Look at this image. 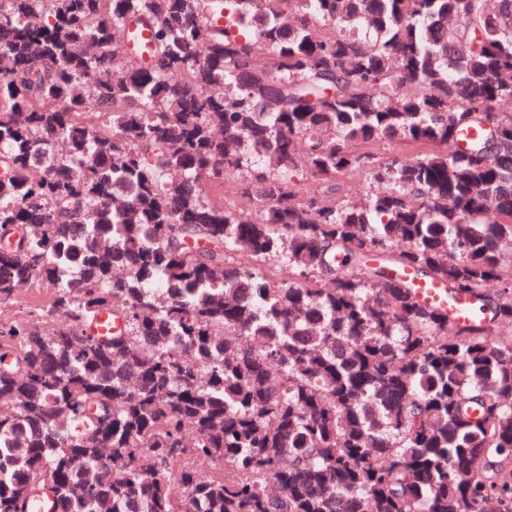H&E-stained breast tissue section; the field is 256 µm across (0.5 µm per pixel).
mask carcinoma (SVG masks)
I'll list each match as a JSON object with an SVG mask.
<instances>
[{"mask_svg": "<svg viewBox=\"0 0 512 512\" xmlns=\"http://www.w3.org/2000/svg\"><path fill=\"white\" fill-rule=\"evenodd\" d=\"M505 104L512 0H0V512H512ZM397 276L413 281L418 287L420 297L426 302L439 307H448V315L459 323H468L480 316L479 306L469 295L448 298L442 288L417 279L409 269L399 272Z\"/></svg>", "mask_w": 512, "mask_h": 512, "instance_id": "1", "label": "carcinoma"}]
</instances>
